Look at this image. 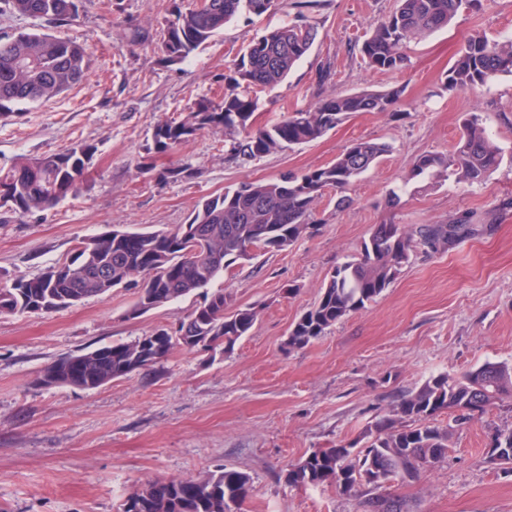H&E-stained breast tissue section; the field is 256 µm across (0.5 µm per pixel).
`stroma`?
<instances>
[{
	"label": "stroma",
	"instance_id": "35a3bbf8",
	"mask_svg": "<svg viewBox=\"0 0 512 512\" xmlns=\"http://www.w3.org/2000/svg\"><path fill=\"white\" fill-rule=\"evenodd\" d=\"M395 7L396 0H317L303 11L298 0H278L274 11L239 16L175 64L163 62L153 44L131 39L134 30L159 28L172 0H83L79 17L61 25L0 16V35L41 30L85 43L90 56L84 84L0 118V167L78 142L98 147L77 196L26 215L0 211V286L40 275L77 239L113 225L168 230L227 187L327 166L360 138L390 146L347 188L348 207L337 209V193H326L291 247L234 263L216 280L234 306L258 312L229 353L178 349L156 368L96 389L46 387L39 379L55 360L176 326L194 297L134 316V293L118 289L57 312L0 315V512H119L152 481L222 467L252 480L244 512H358V496L335 487L289 486L288 468L354 440L431 376L487 361L512 364V75L472 93L445 87L473 31L492 41L512 37V0H476L447 28L409 44L406 68L371 69L359 48ZM304 18L317 23L319 36L283 83L259 93L255 125L364 88H401L403 117L357 113L317 140L249 162L232 154L220 127L169 154L151 153L158 122L182 119L200 98L222 97L225 73L253 40ZM326 63L333 76L321 84ZM472 111L501 148L499 168L472 186L411 178L417 156L452 149ZM171 166L191 174L165 179ZM464 211L488 232L415 251L365 309L306 348L285 350L291 324L375 225L445 224ZM451 422L445 413L436 419L452 429L447 459L415 482L394 485V493L414 512H512V472L485 460L496 429L512 426V400L474 414L466 426Z\"/></svg>",
	"mask_w": 512,
	"mask_h": 512
}]
</instances>
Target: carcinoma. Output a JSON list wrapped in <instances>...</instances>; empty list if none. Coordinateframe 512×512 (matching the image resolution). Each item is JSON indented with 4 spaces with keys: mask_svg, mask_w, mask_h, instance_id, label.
<instances>
[{
    "mask_svg": "<svg viewBox=\"0 0 512 512\" xmlns=\"http://www.w3.org/2000/svg\"><path fill=\"white\" fill-rule=\"evenodd\" d=\"M473 0H398L397 8L377 21L361 44L367 65L400 70L408 65L407 44L450 25ZM82 0H0V15L69 21L79 15ZM274 0H198L187 8L174 5L171 18L153 40L165 61L181 62L224 25L242 13L261 16ZM318 36L308 20L273 27L253 41L232 70L224 74L229 92L221 99L201 98L179 121L158 123L153 132L157 154H168L197 132L224 127L236 154L255 159L314 141L359 112H393L402 90H360L324 98L315 107L291 112L270 125L252 122L257 93L282 83L304 58ZM89 68L87 48L74 40L42 32L0 37V118L11 105L48 101L81 83ZM500 74L512 75V38L490 42L473 32L448 69L450 92L473 91ZM390 145L358 139L335 162L303 174L286 173L268 182H244L199 201L187 223L171 230H112L78 242L74 255L41 275L0 288V315L47 313L69 308L116 288L136 289L131 313L141 315L186 296L201 300L179 321L178 333L164 327L135 341L104 346L62 358L44 370L54 374L48 385L98 388L112 380L150 369L177 348L213 355L230 352L258 318L253 308H234L224 289L209 287L237 261L256 252L283 251L309 228L313 210L328 190H343L367 172ZM96 147L79 142L57 153L17 160L0 169V209L15 214L45 210L75 196L92 167ZM501 149L478 115L463 120L448 154L419 156L414 178L480 184L499 167ZM474 215L464 213L449 224H422L410 230L399 224H377L351 260L336 267L316 303L292 323L285 348L303 349L325 335L336 322L366 308L389 287L422 248L436 252L478 232ZM512 399V365L485 362L454 377L447 373L426 380L408 393L394 414L367 426L347 443L310 453L288 469L293 487L334 485L342 494L361 489V512H410L409 504L387 491L395 482L411 483L448 457L451 431L434 420L443 412L464 424L474 412ZM487 462L512 472V428L497 431ZM244 472L220 469L202 479L156 480L129 496L121 512H240L251 493Z\"/></svg>",
    "mask_w": 512,
    "mask_h": 512,
    "instance_id": "carcinoma-1",
    "label": "carcinoma"
}]
</instances>
